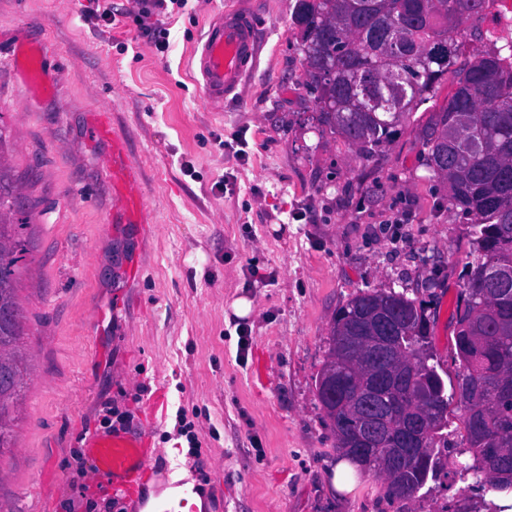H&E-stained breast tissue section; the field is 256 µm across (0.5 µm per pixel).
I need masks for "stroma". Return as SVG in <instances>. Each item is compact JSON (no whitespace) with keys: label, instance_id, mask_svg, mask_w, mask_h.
<instances>
[{"label":"stroma","instance_id":"obj_1","mask_svg":"<svg viewBox=\"0 0 512 512\" xmlns=\"http://www.w3.org/2000/svg\"><path fill=\"white\" fill-rule=\"evenodd\" d=\"M238 1L259 53L212 106L193 51ZM294 3L189 0L161 14V53L132 20L88 16V0H0V156L31 217L16 273L28 368L0 512H140L144 488L92 506L80 495L94 471L84 440L104 433L108 406L148 436L149 478L189 469L205 512H494L454 452L432 490L392 505L372 474L345 497L329 484L340 453L315 384L338 308L367 290L423 300L431 349L454 373L452 315L475 254L425 165L428 113L366 160L319 126ZM19 41L48 45V89L25 82ZM100 112L142 169L151 233L119 214L103 176L112 143L92 133ZM190 431L197 450L169 453Z\"/></svg>","mask_w":512,"mask_h":512}]
</instances>
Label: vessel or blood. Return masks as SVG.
<instances>
[{"label":"vessel or blood","instance_id":"vessel-or-blood-1","mask_svg":"<svg viewBox=\"0 0 512 512\" xmlns=\"http://www.w3.org/2000/svg\"><path fill=\"white\" fill-rule=\"evenodd\" d=\"M256 55L255 29L248 12L233 8L214 17L200 54L202 79L198 87L203 98L212 104L223 103L247 76ZM94 132L98 138L112 141V158L105 173L126 223H143L145 202L140 166L129 157L124 137L114 133L109 121H99ZM84 446L94 461L96 485L116 496L129 494L138 487L154 457L146 437H134L119 428L107 435L88 436Z\"/></svg>","mask_w":512,"mask_h":512}]
</instances>
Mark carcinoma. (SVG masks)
I'll return each mask as SVG.
<instances>
[{
	"label": "carcinoma",
	"instance_id": "cac0c4a2",
	"mask_svg": "<svg viewBox=\"0 0 512 512\" xmlns=\"http://www.w3.org/2000/svg\"><path fill=\"white\" fill-rule=\"evenodd\" d=\"M488 0H296L293 25L300 30L306 86L315 94L317 121L341 137L356 157L367 159L402 133L413 113L433 100L448 74L454 89L430 125L426 162L448 184V203L472 216L475 262L466 274L455 311L456 384L505 387L486 404L470 403L448 391L429 347L425 309L403 292L371 290L343 305L332 323L327 361L318 376L332 370L342 383L340 399L325 413L341 456L383 478L375 453L354 457L349 438L363 421L358 398L372 379L364 349L350 353L337 337L365 333L377 314L399 320L391 358L378 365L401 372L402 385L382 395L379 448L392 447L394 434L413 409L434 421L423 433L420 454L404 461L401 485H386L389 501L406 499L439 479L440 448L448 447V405L455 402L466 431L472 474L482 492L512 490V480L485 474L486 449L497 447L512 460V68L501 56L512 45L495 47L462 65L460 47L481 32L474 25ZM0 161V310L12 322L0 324V458L11 448L13 412L24 388L22 308L15 273L27 249V218L12 219L14 186Z\"/></svg>",
	"mask_w": 512,
	"mask_h": 512
}]
</instances>
